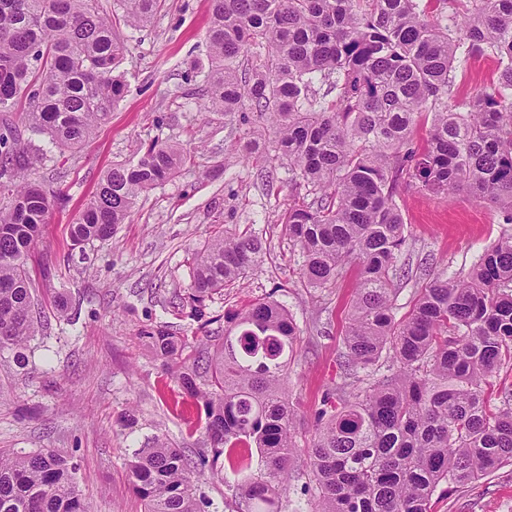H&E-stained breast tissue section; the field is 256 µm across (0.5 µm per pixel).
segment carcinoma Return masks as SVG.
<instances>
[{"instance_id":"1","label":"carcinoma","mask_w":512,"mask_h":512,"mask_svg":"<svg viewBox=\"0 0 512 512\" xmlns=\"http://www.w3.org/2000/svg\"><path fill=\"white\" fill-rule=\"evenodd\" d=\"M129 27L162 0H120ZM452 7L449 22L430 19ZM96 0H0V112L28 101L30 131L79 150L125 92L127 46ZM207 108L250 106L276 133L274 157L308 188L282 218L301 275L326 288L354 263L360 276L343 337L342 383L318 412L308 449L316 512H430L436 489L466 485L512 462V390L490 404L491 378L512 361V234L488 246L465 276L433 275L408 317L394 315V281L407 242L395 201L401 180L446 194L459 187L512 222V0H210ZM500 63L494 89L452 104L458 55ZM256 63L245 67L248 56ZM325 84L332 99L317 96ZM423 144L414 143L422 116ZM112 166L70 225L72 246L105 240L137 199L191 160L174 143L140 144ZM35 156L0 125V348H22L41 323L28 260L61 193L29 180ZM262 244L226 230L191 253L190 316L261 262ZM224 338L199 346L179 381L203 408L212 457L191 461L157 438L129 460L144 512H200L194 478L241 473L251 512H278L295 449L288 359L299 328L274 300L224 312ZM155 352L181 359L185 339L164 325L144 332ZM394 371L374 378L382 356ZM366 377L357 376L358 371ZM0 512H88L75 466L45 448L0 453Z\"/></svg>"}]
</instances>
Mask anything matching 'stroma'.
<instances>
[{"label":"stroma","instance_id":"35a3bbf8","mask_svg":"<svg viewBox=\"0 0 512 512\" xmlns=\"http://www.w3.org/2000/svg\"><path fill=\"white\" fill-rule=\"evenodd\" d=\"M208 23V0H164L147 27L119 26L128 49L122 64L126 91L109 121L75 152L53 147L45 135L31 138L42 154L31 178L61 190L66 203L51 210L28 261L47 319L23 358L0 349V451L66 453L88 512H144L128 460L154 438L191 459L208 450L194 401L178 382L179 365L156 357L141 333L165 325L195 345L223 335V323L200 329L172 301L191 288V251L235 228L261 241L263 261L243 283L214 295L209 310L219 318L271 298L298 324L287 384L297 447L279 509L316 508L307 450L324 397L343 381L339 361L357 269L346 267L327 288L301 280L302 258L280 219L305 191L286 167L268 159L272 134L243 158L237 145L246 129L241 117L199 109L206 100L204 72L193 64L207 58ZM498 70L497 59L488 55L459 59L455 104L490 90ZM153 139L180 144L191 163L140 196L131 223L86 245L84 256H72L70 226L103 174ZM262 169L272 172L271 184H263ZM396 202L407 234L399 262L411 270L397 283L395 315L402 318L427 272L467 271L507 226L502 213L463 189L437 196L402 181ZM241 481L229 471L220 479L201 477L195 488L204 512H245ZM431 512H512V464L455 492L438 487Z\"/></svg>","mask_w":512,"mask_h":512}]
</instances>
